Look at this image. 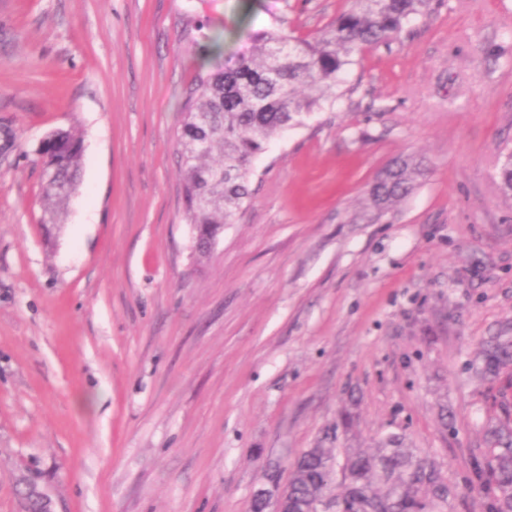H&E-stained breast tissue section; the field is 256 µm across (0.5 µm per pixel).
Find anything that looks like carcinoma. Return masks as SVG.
I'll return each mask as SVG.
<instances>
[{
    "label": "carcinoma",
    "instance_id": "carcinoma-1",
    "mask_svg": "<svg viewBox=\"0 0 512 512\" xmlns=\"http://www.w3.org/2000/svg\"><path fill=\"white\" fill-rule=\"evenodd\" d=\"M441 0H354L313 36L284 28L259 31L247 49L223 60L222 39L203 46L195 76L185 90L177 130L183 175L184 221L193 232V251L209 256V239L233 224L252 196L254 161L272 138L303 124L304 117L345 95L344 75L368 47L387 45L406 27L434 13ZM38 153L45 181L41 195L45 224H58L76 194L84 143L75 132L57 129ZM420 168L406 160L386 167L372 185L371 206L383 214L415 188ZM501 191L512 196V150L500 153ZM512 366V340L486 342L482 373L495 376ZM488 448L471 489L491 496L490 512H512V422L487 431ZM331 448H311L295 462L288 481V512H444L451 487L435 464L406 448H379L347 459L342 494L328 499Z\"/></svg>",
    "mask_w": 512,
    "mask_h": 512
}]
</instances>
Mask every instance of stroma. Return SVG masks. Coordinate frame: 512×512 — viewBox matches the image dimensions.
I'll return each instance as SVG.
<instances>
[{"instance_id": "obj_1", "label": "stroma", "mask_w": 512, "mask_h": 512, "mask_svg": "<svg viewBox=\"0 0 512 512\" xmlns=\"http://www.w3.org/2000/svg\"><path fill=\"white\" fill-rule=\"evenodd\" d=\"M353 0H0V512H250L294 461L396 439L469 490L512 375V0H443L365 50L346 94L274 138L204 260L175 132L205 35L308 36ZM84 142L42 222L37 148ZM426 166L383 215L390 163ZM504 337L495 336L486 342L483 375L496 376L512 365V340Z\"/></svg>"}]
</instances>
